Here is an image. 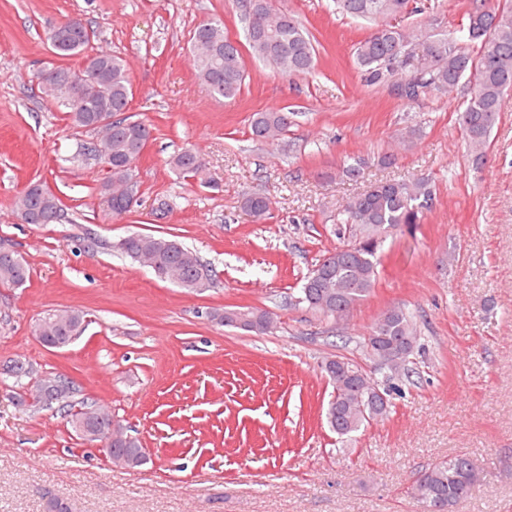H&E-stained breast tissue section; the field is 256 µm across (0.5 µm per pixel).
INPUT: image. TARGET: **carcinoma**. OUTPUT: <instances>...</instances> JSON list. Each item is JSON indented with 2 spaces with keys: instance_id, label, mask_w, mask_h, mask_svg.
Here are the masks:
<instances>
[{
  "instance_id": "carcinoma-1",
  "label": "carcinoma",
  "mask_w": 512,
  "mask_h": 512,
  "mask_svg": "<svg viewBox=\"0 0 512 512\" xmlns=\"http://www.w3.org/2000/svg\"><path fill=\"white\" fill-rule=\"evenodd\" d=\"M270 0H243L247 19L246 40L253 57L276 73L299 77L310 74L316 64V51L310 34L288 13L276 11ZM343 16L362 19L372 25L368 37L355 49V60L365 82L374 85L392 78L408 80L411 86L402 97L416 101L421 95L446 93L466 87V97L457 120L466 141L467 153L480 167L487 161L490 137L497 125L506 96L512 93V0L491 7L487 0H473L468 16L467 40L477 46L471 53L457 38L446 32L422 34L418 29L403 30L391 19L407 11L409 0H334ZM95 32L81 21L60 29L48 39L52 53L60 58L78 57L79 67L47 62V76L37 82L46 100L66 109L77 127L102 132V137L85 151L91 156L103 149L112 156L109 176L99 187L107 215L126 216L122 201L137 194L140 183L136 169L127 166L133 155L152 139V128L142 120L125 115L129 110L131 83L126 61L108 53H89ZM191 48L198 78L214 97L232 100L240 93L246 71L238 43L224 32V22L210 19L193 31ZM292 113L283 110L255 112L249 128L253 139L275 144L288 130ZM109 121L102 130L99 124ZM201 154L186 148L170 161L184 176H195L203 168ZM15 208L27 224H55L62 211L59 198L43 183H29L14 200ZM433 193L423 178L386 179L353 196L341 210L337 234L348 242L328 252L303 277L296 305L324 317L340 319L373 291L379 255L388 237L420 222L431 209ZM242 208L260 222L266 219L269 203L260 194H247ZM132 261L148 263L155 275L188 291L198 289L200 274L210 279L198 254L176 239L131 233L114 245ZM31 277L28 262L11 247L0 244V283L21 287ZM226 327L255 334L268 332L269 312L259 308L226 309L212 312ZM84 328L81 312L71 309L48 314L37 326L36 335L48 347H65ZM362 347L377 367L392 380L409 377V364L419 347L415 316L401 307L382 312L363 336ZM332 382L333 394L326 410L328 426L338 438H350L371 421L389 413L390 401L374 404L370 398L374 381L369 373L348 358L341 363H324ZM37 390L34 402L28 391L18 393V402L34 408H51L72 417L76 432L90 436L104 432L106 421L91 398L70 400L73 382L64 375L47 377ZM138 439L112 444L108 455L117 466L135 467L143 463ZM484 478V469L467 453L448 455L421 473L409 489L421 512H453L454 506L472 495Z\"/></svg>"
}]
</instances>
